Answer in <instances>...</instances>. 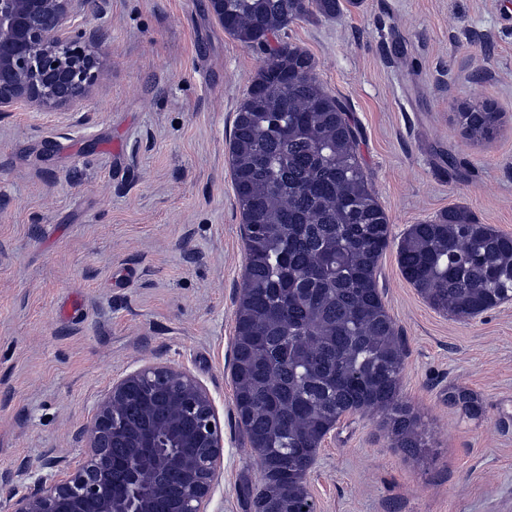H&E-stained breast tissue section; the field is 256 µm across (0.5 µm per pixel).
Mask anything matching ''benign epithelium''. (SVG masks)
<instances>
[{
    "mask_svg": "<svg viewBox=\"0 0 512 512\" xmlns=\"http://www.w3.org/2000/svg\"><path fill=\"white\" fill-rule=\"evenodd\" d=\"M87 0H0V114L24 105L38 112L80 106L97 81L102 51ZM162 414L131 418L138 392ZM73 466L45 459L7 476L35 489L13 491L8 512H207L223 463L224 436L206 388L188 371L146 363L112 382L79 429ZM125 448L121 478L112 449Z\"/></svg>",
    "mask_w": 512,
    "mask_h": 512,
    "instance_id": "obj_1",
    "label": "benign epithelium"
}]
</instances>
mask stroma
<instances>
[{"label": "stroma", "mask_w": 512, "mask_h": 512, "mask_svg": "<svg viewBox=\"0 0 512 512\" xmlns=\"http://www.w3.org/2000/svg\"><path fill=\"white\" fill-rule=\"evenodd\" d=\"M99 2L85 111L0 117V474L77 460L95 399L161 362L206 386L224 431L209 512H252L239 486L257 480L256 456L232 397L245 249L228 162L251 81L278 42L314 57L393 236L454 206L512 236V0H363L265 47L225 33L206 0ZM464 101L504 112L494 139L466 138ZM377 280L426 446L406 456L381 414L342 417L306 478L316 512H512V301L469 321L436 311L393 249ZM455 390L476 411L451 404Z\"/></svg>", "instance_id": "stroma-1"}]
</instances>
